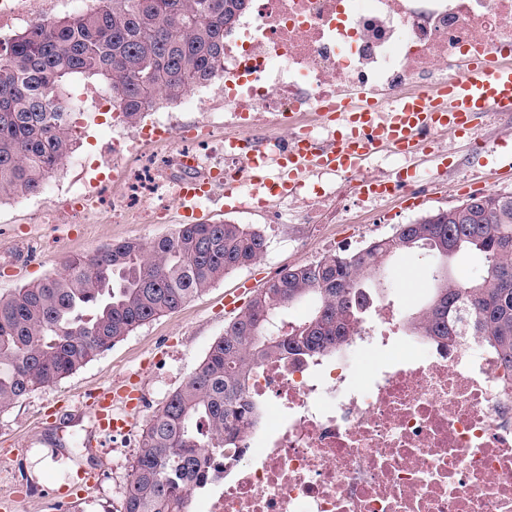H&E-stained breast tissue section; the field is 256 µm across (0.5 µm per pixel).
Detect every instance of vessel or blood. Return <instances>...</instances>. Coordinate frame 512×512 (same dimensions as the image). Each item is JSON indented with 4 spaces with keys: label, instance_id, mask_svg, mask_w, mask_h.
Wrapping results in <instances>:
<instances>
[{
    "label": "vessel or blood",
    "instance_id": "1",
    "mask_svg": "<svg viewBox=\"0 0 512 512\" xmlns=\"http://www.w3.org/2000/svg\"><path fill=\"white\" fill-rule=\"evenodd\" d=\"M488 112L512 115V61L493 55L469 60L463 78L447 81L427 95H404L386 108L371 92L350 96L340 112L321 115L323 123H345L347 133L327 141L309 138L298 142L281 159L278 173H270L263 151L252 140H245L242 155L251 184L284 195L314 168L358 173L371 158L384 152L414 159L424 150L426 134L473 130L477 118ZM219 184L225 198L240 193L238 184L222 183L216 174L200 168L177 181L175 198L182 223L203 220V204L214 200ZM131 397L130 390L109 388L90 395L88 405L101 432L120 434L129 427L130 417L115 413L113 407ZM94 483V474L86 473L79 483L58 488L54 495L61 507L72 510Z\"/></svg>",
    "mask_w": 512,
    "mask_h": 512
}]
</instances>
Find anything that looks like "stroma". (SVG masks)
I'll use <instances>...</instances> for the list:
<instances>
[{
    "mask_svg": "<svg viewBox=\"0 0 512 512\" xmlns=\"http://www.w3.org/2000/svg\"><path fill=\"white\" fill-rule=\"evenodd\" d=\"M91 3L19 0V12L1 20L0 27L16 33L32 19L78 12ZM77 91L84 109L73 117L77 137L73 153L40 194L0 201V296L60 273L65 256L88 255L113 242L147 244L175 232L173 194L163 190L142 194L137 207L154 217L132 224L113 220V198L124 195L128 182L148 167L165 171L171 183L184 178V170L168 165L167 159L197 139H204L213 151L224 146L226 114L220 81L145 116V123L172 126L174 139L162 143L142 139L139 127L101 111L98 82L82 83ZM511 126L512 117L482 118L478 136L490 143L488 153L474 151L465 136L441 134L448 159L421 155L415 179L430 189L413 205L398 195L369 203L356 182L345 179L332 181L335 196L325 205L301 206L287 198L251 210L211 206L208 223L230 222L259 230L267 242L262 257L225 275L176 311L138 327L60 382L32 390L0 413V503H9V512H60L51 489L68 483L77 470L94 468L98 482L82 500L80 512H120L148 418L199 367L232 320L224 311L225 293L240 288L254 291L285 268L358 251L371 240L390 236L397 225L458 205L469 196L512 194V137L505 135ZM116 140L122 144L118 153L112 150ZM116 170L122 171V179H113ZM92 190L97 193L95 206L85 209L81 223H74L71 203ZM47 211L53 223H43ZM439 264L425 249L385 261L383 297L397 303L403 328H410L412 318L429 300ZM130 380L137 382L144 400L131 432L106 439L99 451L86 448L84 441L94 424L92 412L83 405L86 395Z\"/></svg>",
    "mask_w": 512,
    "mask_h": 512,
    "instance_id": "obj_1",
    "label": "stroma"
}]
</instances>
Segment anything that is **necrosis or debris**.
I'll return each mask as SVG.
<instances>
[{
  "instance_id": "necrosis-or-debris-1",
  "label": "necrosis or debris",
  "mask_w": 512,
  "mask_h": 512,
  "mask_svg": "<svg viewBox=\"0 0 512 512\" xmlns=\"http://www.w3.org/2000/svg\"><path fill=\"white\" fill-rule=\"evenodd\" d=\"M512 54V0H252L224 42L225 139L262 129L270 153L319 137L304 122L345 91L387 98ZM348 353L260 364L274 420L198 512H512V380L479 340L405 334L376 307Z\"/></svg>"
}]
</instances>
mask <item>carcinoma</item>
<instances>
[{
    "label": "carcinoma",
    "mask_w": 512,
    "mask_h": 512,
    "mask_svg": "<svg viewBox=\"0 0 512 512\" xmlns=\"http://www.w3.org/2000/svg\"><path fill=\"white\" fill-rule=\"evenodd\" d=\"M249 0H93L36 19L0 44V199L41 192L75 144L81 81L97 79L136 122L224 70V34ZM468 222L437 212L400 224L398 239L369 242L282 270L224 327L204 360L147 420L123 512H189L191 492L221 477L241 434L259 424L248 381L261 363L336 353L364 321L384 257L426 248L450 258L473 248L475 282L443 279L412 329L446 345L478 336L512 373V194L479 197ZM263 234L241 224H182L147 245L106 244L65 259L62 272L0 297V412L38 386L73 374L139 326L180 308L224 275L258 260ZM312 300L307 318L275 323Z\"/></svg>",
    "instance_id": "1"
}]
</instances>
